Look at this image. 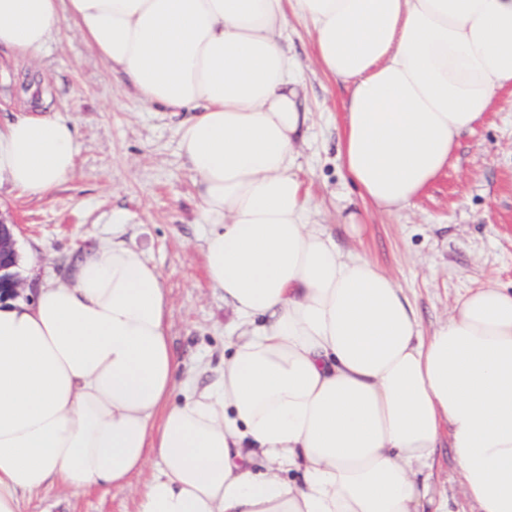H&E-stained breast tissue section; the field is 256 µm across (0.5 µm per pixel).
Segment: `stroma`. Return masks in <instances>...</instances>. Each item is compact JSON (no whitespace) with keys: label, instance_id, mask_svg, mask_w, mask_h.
I'll return each mask as SVG.
<instances>
[{"label":"stroma","instance_id":"stroma-1","mask_svg":"<svg viewBox=\"0 0 512 512\" xmlns=\"http://www.w3.org/2000/svg\"><path fill=\"white\" fill-rule=\"evenodd\" d=\"M288 49L307 84L312 119L297 146L302 178L345 252L371 257L409 296L423 334L456 297L491 280L512 288V91L465 134L448 167L414 202L390 213L366 204L344 171L337 142L345 87L317 69L312 36L291 19ZM77 129L75 177L48 195L0 188V218L17 226L18 273L27 287L63 282L80 253L111 234L139 248L163 275L169 336L180 379L202 384L223 368L233 329L224 296L207 280L205 224L194 178L178 150L185 113L149 108L73 32L26 64L0 55V121L18 117L27 81ZM131 490L60 485L25 498L21 512H133Z\"/></svg>","mask_w":512,"mask_h":512}]
</instances>
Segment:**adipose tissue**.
I'll return each instance as SVG.
<instances>
[{
	"mask_svg": "<svg viewBox=\"0 0 512 512\" xmlns=\"http://www.w3.org/2000/svg\"><path fill=\"white\" fill-rule=\"evenodd\" d=\"M293 17L348 87L339 155L381 211L512 89V0H0V51L34 57L66 28L142 103L192 111L205 273L246 330L219 384L177 382L162 275L115 239L1 302L0 512L145 470L135 512H454L425 476L444 438L468 512H512V289H467L425 336L390 275L310 223ZM76 138L49 113L0 124V184L49 194Z\"/></svg>",
	"mask_w": 512,
	"mask_h": 512,
	"instance_id": "adipose-tissue-1",
	"label": "adipose tissue"
}]
</instances>
